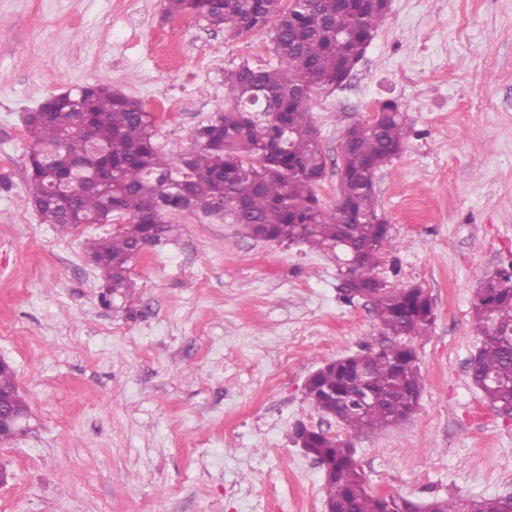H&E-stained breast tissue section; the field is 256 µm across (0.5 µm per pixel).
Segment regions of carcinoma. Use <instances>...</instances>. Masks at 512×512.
<instances>
[{"label":"carcinoma","instance_id":"obj_1","mask_svg":"<svg viewBox=\"0 0 512 512\" xmlns=\"http://www.w3.org/2000/svg\"><path fill=\"white\" fill-rule=\"evenodd\" d=\"M167 0V13L190 14L198 23L223 27L231 37L265 30L277 63L254 69L243 62L224 75L225 96L215 115L194 134V147L172 159L157 142L158 123L142 104L121 90L87 85L71 91L75 102L46 97L25 120L32 148L27 161L29 200L42 223L61 234L77 229L52 192L83 155L88 163L112 166V184L79 191L78 217L95 220L107 206L128 219L112 237L88 244L85 255L99 273L101 301L110 305L132 290L130 262L157 246L173 230L171 216L183 211L220 214L251 237L306 243L340 251L356 261L341 291L352 304L371 303L389 343L350 355L381 399L361 411L352 388L329 362L307 393L318 412L358 435L396 424L398 391L421 392L415 349L407 343L426 335L435 322L431 298L421 288H393L377 276L382 242L390 224L378 212L370 173L400 155L416 133L408 114L390 99L379 103L377 122L365 116L350 124L353 135L342 154L337 195L343 203L325 209L315 187L325 175L321 142L310 111L320 88L344 86L387 16L383 0ZM496 277L503 287H481L471 304L474 332L481 337L476 362L468 366L473 385L492 405L512 404V270ZM313 458L336 468L324 483L326 500L339 512H383L379 496L363 486L364 475L349 441L298 428ZM437 512H499L502 498L471 499L461 505L437 499Z\"/></svg>","mask_w":512,"mask_h":512}]
</instances>
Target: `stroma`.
<instances>
[{
    "label": "stroma",
    "mask_w": 512,
    "mask_h": 512,
    "mask_svg": "<svg viewBox=\"0 0 512 512\" xmlns=\"http://www.w3.org/2000/svg\"><path fill=\"white\" fill-rule=\"evenodd\" d=\"M245 61L276 64L266 31L233 39L166 0H0V359L29 407L0 447V512H325L301 425L350 440L374 493L512 495V416L468 375L474 294L512 263V0H391L348 83L311 101L328 207L354 116L389 99L418 131L373 177L391 226L378 272L423 289L435 322L410 341L418 412L377 435L350 436L305 395L325 362L386 341L370 303L343 300L334 252L184 212L131 262L132 296L105 306L84 245L115 225L63 235L27 200L23 116L47 96L104 84L149 112L165 100L176 157Z\"/></svg>",
    "instance_id": "stroma-1"
}]
</instances>
